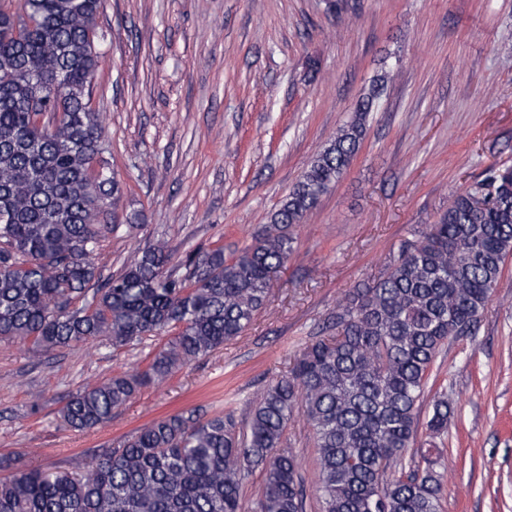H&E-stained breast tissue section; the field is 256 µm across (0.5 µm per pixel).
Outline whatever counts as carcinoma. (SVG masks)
<instances>
[{"label":"carcinoma","mask_w":512,"mask_h":512,"mask_svg":"<svg viewBox=\"0 0 512 512\" xmlns=\"http://www.w3.org/2000/svg\"><path fill=\"white\" fill-rule=\"evenodd\" d=\"M15 2L0 5V340L41 355L166 337L144 370L63 401L64 425L90 432L143 387L244 333L292 252L295 226L357 155L376 95L357 103L251 246L230 259L222 248L195 251L179 275L159 242L104 277L95 259L120 228L108 203L122 193L90 106L104 0ZM511 255L512 168L490 167L373 282L338 301L324 336L263 390L247 430L230 413L185 409L94 453L77 475L1 477L0 512H305L299 457L283 447L296 413L318 448L320 512H439V476L403 467V455L432 362L448 340L471 334ZM447 428L448 400L438 398L427 430ZM256 470L264 489L246 508L241 484Z\"/></svg>","instance_id":"obj_1"}]
</instances>
